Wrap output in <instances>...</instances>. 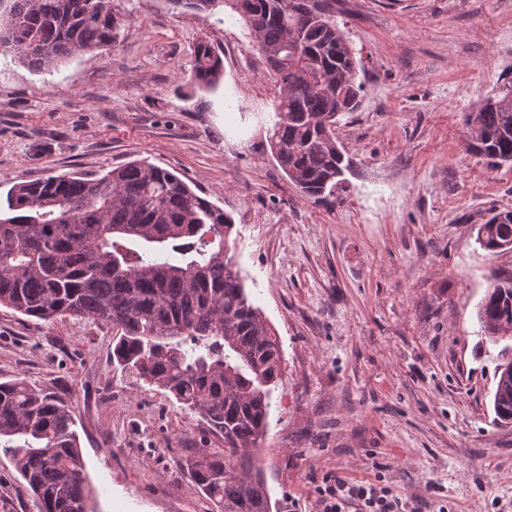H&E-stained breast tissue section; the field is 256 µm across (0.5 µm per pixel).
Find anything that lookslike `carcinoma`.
<instances>
[{"instance_id":"cac0c4a2","label":"carcinoma","mask_w":512,"mask_h":512,"mask_svg":"<svg viewBox=\"0 0 512 512\" xmlns=\"http://www.w3.org/2000/svg\"><path fill=\"white\" fill-rule=\"evenodd\" d=\"M114 0H0V48L34 72L116 43ZM243 21L279 92L268 144L304 197L333 192L352 162L336 141L337 116L358 106L355 53L329 0H168ZM223 62L194 50L191 81L216 85ZM466 149L512 161V80L467 116ZM233 218L177 173L135 161L95 177L17 179L0 199V306L52 321L80 316L117 329L112 362L167 391L224 448L185 457L182 468L216 512H272L255 470L283 351L249 299L230 244ZM481 248L512 249V211L478 228ZM477 319L485 341L512 335V280L488 289ZM496 416L512 418V374L496 375ZM0 452L27 483L36 512H92L71 404L26 379L0 381Z\"/></svg>"}]
</instances>
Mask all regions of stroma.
Here are the masks:
<instances>
[{
	"label": "stroma",
	"mask_w": 512,
	"mask_h": 512,
	"mask_svg": "<svg viewBox=\"0 0 512 512\" xmlns=\"http://www.w3.org/2000/svg\"><path fill=\"white\" fill-rule=\"evenodd\" d=\"M116 2V44L53 74L0 50V197L18 179L144 159L233 217L245 285L284 351L256 453L278 512L292 496L312 512L330 472L384 477L421 512H512V424L494 420L498 351L476 317L512 278V251L476 242L512 211V162L467 151L465 124L512 75V0H333L363 92L336 125L355 167L324 202L270 154L275 84L231 9ZM205 39L223 60L208 89L190 82ZM115 334L0 306V381L66 393L95 512H214L180 467L196 417L113 367ZM0 512H35L1 454Z\"/></svg>",
	"instance_id": "1"
}]
</instances>
